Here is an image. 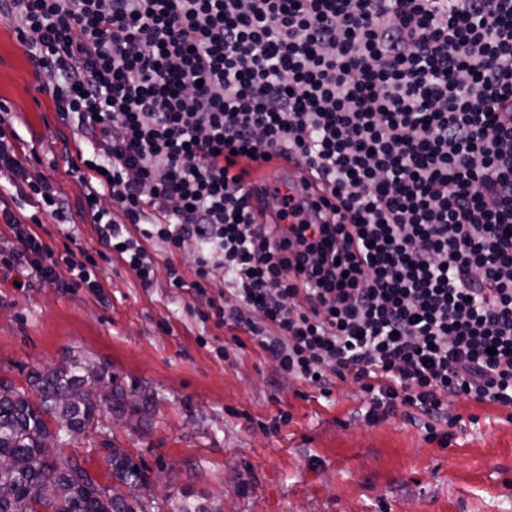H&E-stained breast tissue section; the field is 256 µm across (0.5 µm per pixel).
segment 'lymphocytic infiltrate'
<instances>
[{"instance_id": "f902f5d3", "label": "lymphocytic infiltrate", "mask_w": 512, "mask_h": 512, "mask_svg": "<svg viewBox=\"0 0 512 512\" xmlns=\"http://www.w3.org/2000/svg\"><path fill=\"white\" fill-rule=\"evenodd\" d=\"M35 73L55 76L89 156L69 159L99 242L154 284L149 244L195 245L217 326L369 421L401 412L447 447L463 397L512 407V0H7ZM0 118V179L66 216ZM289 152L327 191L257 223L242 182ZM122 215L112 219L102 200ZM1 249L32 280L100 292L83 249H53L10 207ZM65 263L70 280L56 274Z\"/></svg>"}]
</instances>
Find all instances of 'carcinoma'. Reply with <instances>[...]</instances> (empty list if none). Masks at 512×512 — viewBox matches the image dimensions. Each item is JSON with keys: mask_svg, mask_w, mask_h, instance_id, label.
I'll return each instance as SVG.
<instances>
[{"mask_svg": "<svg viewBox=\"0 0 512 512\" xmlns=\"http://www.w3.org/2000/svg\"><path fill=\"white\" fill-rule=\"evenodd\" d=\"M30 389L0 379V512H146L137 492L149 485L141 464L107 447L105 462L121 487L97 481L80 464L44 452L47 436L86 431L101 413H141L152 397L131 392L103 361L69 355L56 366L27 374ZM178 512H223L216 503L184 500Z\"/></svg>", "mask_w": 512, "mask_h": 512, "instance_id": "cac0c4a2", "label": "carcinoma"}]
</instances>
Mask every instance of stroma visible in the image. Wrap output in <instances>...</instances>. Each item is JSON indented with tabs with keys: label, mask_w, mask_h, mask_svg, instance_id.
Returning a JSON list of instances; mask_svg holds the SVG:
<instances>
[{
	"label": "stroma",
	"mask_w": 512,
	"mask_h": 512,
	"mask_svg": "<svg viewBox=\"0 0 512 512\" xmlns=\"http://www.w3.org/2000/svg\"><path fill=\"white\" fill-rule=\"evenodd\" d=\"M1 113L23 139L19 156L31 176L55 181L72 204L66 224L15 197L11 209L24 221L37 216L55 253L81 245L103 293L38 282L19 291L0 264V378L22 387L32 368L81 354L152 393L141 419L112 423L108 435L149 471L152 512L210 494L224 512H512L508 409L452 399L461 421L444 448L398 414L367 423L353 382L336 381L330 401L317 402L315 389L284 376L250 340L216 327L207 301L221 299L222 279L203 298L170 287L167 262L192 277L191 248L171 257L156 250L150 288L113 260L78 208L82 183L67 172L84 142L33 71L28 42L0 15ZM101 439L93 429L59 451L108 484Z\"/></svg>",
	"instance_id": "35a3bbf8"
}]
</instances>
